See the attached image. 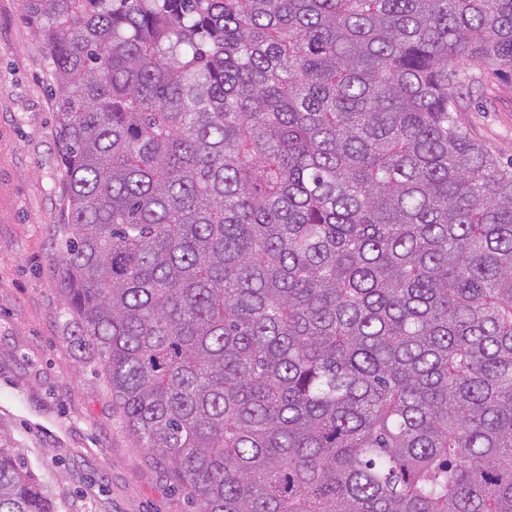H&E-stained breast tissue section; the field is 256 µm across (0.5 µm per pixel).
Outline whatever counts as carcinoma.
I'll return each mask as SVG.
<instances>
[{
  "instance_id": "carcinoma-1",
  "label": "carcinoma",
  "mask_w": 512,
  "mask_h": 512,
  "mask_svg": "<svg viewBox=\"0 0 512 512\" xmlns=\"http://www.w3.org/2000/svg\"><path fill=\"white\" fill-rule=\"evenodd\" d=\"M60 286L199 512H512V0H22ZM0 512H53L0 437ZM475 83L467 97L469 108L461 113L474 139L501 161L512 159V79L497 77L482 67L470 69Z\"/></svg>"
}]
</instances>
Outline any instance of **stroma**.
Returning a JSON list of instances; mask_svg holds the SVG:
<instances>
[{
	"label": "stroma",
	"instance_id": "35a3bbf8",
	"mask_svg": "<svg viewBox=\"0 0 512 512\" xmlns=\"http://www.w3.org/2000/svg\"><path fill=\"white\" fill-rule=\"evenodd\" d=\"M462 118L512 159V79L475 66ZM57 88L21 0H0V436L54 512H197L140 448L58 286L67 215Z\"/></svg>",
	"mask_w": 512,
	"mask_h": 512
}]
</instances>
